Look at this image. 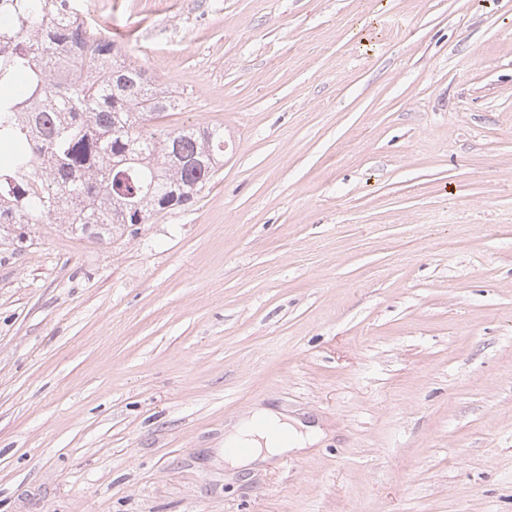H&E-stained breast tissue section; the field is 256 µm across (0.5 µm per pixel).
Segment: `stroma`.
<instances>
[{
	"instance_id": "35a3bbf8",
	"label": "stroma",
	"mask_w": 512,
	"mask_h": 512,
	"mask_svg": "<svg viewBox=\"0 0 512 512\" xmlns=\"http://www.w3.org/2000/svg\"><path fill=\"white\" fill-rule=\"evenodd\" d=\"M86 5L224 163L0 242V512H512V0ZM268 404L323 438L225 468Z\"/></svg>"
}]
</instances>
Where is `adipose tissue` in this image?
I'll use <instances>...</instances> for the list:
<instances>
[{"mask_svg":"<svg viewBox=\"0 0 512 512\" xmlns=\"http://www.w3.org/2000/svg\"><path fill=\"white\" fill-rule=\"evenodd\" d=\"M323 434L320 424L288 417L269 407L244 412L224 431V463L241 470L271 464L293 450L316 444Z\"/></svg>","mask_w":512,"mask_h":512,"instance_id":"1","label":"adipose tissue"}]
</instances>
